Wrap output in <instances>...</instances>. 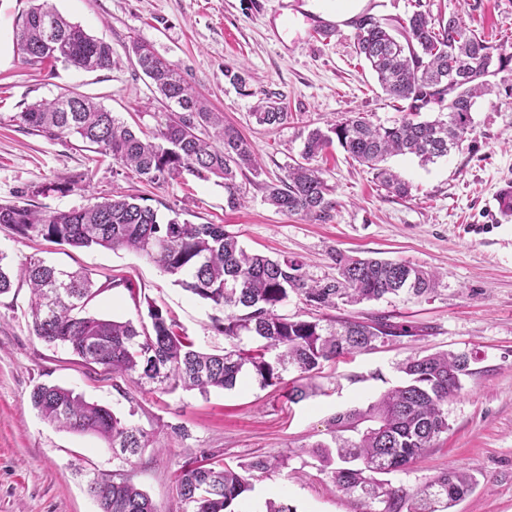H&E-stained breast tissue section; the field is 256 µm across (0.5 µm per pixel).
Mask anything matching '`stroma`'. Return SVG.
Instances as JSON below:
<instances>
[{
	"mask_svg": "<svg viewBox=\"0 0 512 512\" xmlns=\"http://www.w3.org/2000/svg\"><path fill=\"white\" fill-rule=\"evenodd\" d=\"M50 2L111 44L114 65L86 72L60 63L23 64L14 51V29L32 0H0V204L67 211L117 188L142 198L161 219L176 212L193 224H221L248 250L299 258L318 278L333 275L330 253L340 249L424 266L438 271L441 281L427 298L404 294L344 307L345 317L392 314L426 332L327 363L314 380V394L292 404L287 384L264 388L249 374L234 389L205 395L151 393L128 380L97 378L69 346L33 335L30 289L14 280L10 293L0 296V512H99L88 483L97 473L119 469L131 474L157 512H192L177 492L176 476L185 461L206 451L232 465L283 456L277 468L253 474L241 512H264L270 499L294 512H363L337 490L311 447L330 442L336 413L367 406L397 384L399 363L437 351L473 352L478 360L448 403L447 432L391 480L416 488L442 469L457 468L478 484L454 512H512V223H498L486 207L497 183L512 178V66L493 76L494 93L478 99L461 149L427 166L412 156L388 159L411 184L410 196L387 192L372 170L335 145L317 160L336 202L330 221L288 216L265 200L266 184L298 159L308 129L357 113L385 126L399 117L355 51L352 19L369 13L392 25L419 2L433 16L458 13L491 42L512 45V0ZM310 9L336 22L330 41L305 34L302 13ZM135 39L178 65L225 123L252 143L259 170L238 178L242 207L229 208L215 181L188 175L167 187L151 186L120 174L111 157L91 151L79 136L50 139L19 123L17 114L28 104L75 90L132 126L154 129L162 106L131 52ZM228 67L241 68L245 88L225 77ZM265 97L285 106V124H257L254 113ZM0 254L12 265L34 254L67 271L87 269L104 287L92 313L136 322L147 316L136 302L145 296L167 310L199 349L228 345L212 328L217 309L138 254L29 241L1 224ZM39 384L67 387L109 408L154 433L159 446L122 463L99 438L45 421L29 400Z\"/></svg>",
	"mask_w": 512,
	"mask_h": 512,
	"instance_id": "1",
	"label": "stroma"
}]
</instances>
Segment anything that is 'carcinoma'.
<instances>
[{"instance_id":"1","label":"carcinoma","mask_w":512,"mask_h":512,"mask_svg":"<svg viewBox=\"0 0 512 512\" xmlns=\"http://www.w3.org/2000/svg\"><path fill=\"white\" fill-rule=\"evenodd\" d=\"M414 7L401 23L400 38L369 14L350 21L357 53L369 63L380 88L398 103L401 118L385 126L361 116L347 117L326 130H309L300 160L288 165L279 183L265 186L266 200L276 211L321 222L331 218L332 189L314 161L335 141L352 160L375 170L382 187L400 197L409 196L412 185L380 163L392 155L410 154L427 165L462 146L472 127L476 98L492 92L489 77L512 64V53L490 44L456 15L435 19L420 3ZM14 38L17 54L29 66L61 62L87 72L112 69L111 46L67 20L49 0H39L21 16ZM131 49L166 103V111L153 113L154 130L136 131L70 90L28 105L17 119L49 138L77 135L151 184L169 185L185 172L203 181L217 178L224 185L227 206H240L243 193L237 175L255 169L250 143L224 125L223 117L207 107L175 64L142 41H133ZM434 110V118L422 117ZM255 117L261 124L278 126L288 113L272 101ZM0 224L13 227L24 239L139 253L174 276L185 291L224 311V317L213 318V328L225 339L246 335L260 342L256 350L233 346L201 352L151 301L148 324L94 316L88 306L102 288L90 273L58 269L33 256L14 273L5 269L0 257V295L11 290L15 274L31 287L35 336L48 344L68 345L100 375L128 377L161 392L180 387L202 394L213 388L232 390L245 373L268 387L282 383L283 373L292 370L297 377L287 398L297 404L314 393L312 380L324 363L416 336L423 328L394 315L336 317L326 324L315 317L290 318L279 313L290 296L316 311L337 310L400 294L427 297L438 287L432 270L341 250L331 253L336 275L314 278L296 258L247 251L222 224H191L176 216L163 222L156 210L119 192L53 213L28 203L1 204ZM270 348L277 353L268 360L265 351ZM476 360L471 352L410 357L398 367L399 385L364 408L336 415L331 421L335 449L316 444L322 461H336V489L359 501L365 512H452L473 489L470 474L444 469L415 489L385 476L405 470L448 431V400L461 392ZM30 402L47 421L95 434L107 447L121 449L126 461L156 445L154 436L65 387L39 384ZM209 457L207 468L189 462L177 479L178 493L193 512H238V501L252 488L249 474L280 464L277 456H258L232 467L215 453ZM89 487L99 498L101 512H157L124 473L98 475Z\"/></svg>"}]
</instances>
